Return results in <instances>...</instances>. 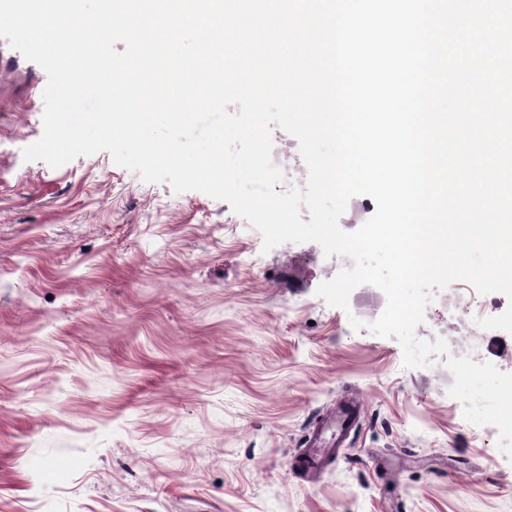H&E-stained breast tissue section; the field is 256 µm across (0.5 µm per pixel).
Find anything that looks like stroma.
Here are the masks:
<instances>
[{
	"label": "stroma",
	"mask_w": 512,
	"mask_h": 512,
	"mask_svg": "<svg viewBox=\"0 0 512 512\" xmlns=\"http://www.w3.org/2000/svg\"><path fill=\"white\" fill-rule=\"evenodd\" d=\"M45 71L0 38V512H512V461L396 338L317 296L313 242L263 251L229 204L108 152L53 168ZM464 292L474 319L507 298ZM363 416L301 475L336 403Z\"/></svg>",
	"instance_id": "stroma-1"
}]
</instances>
